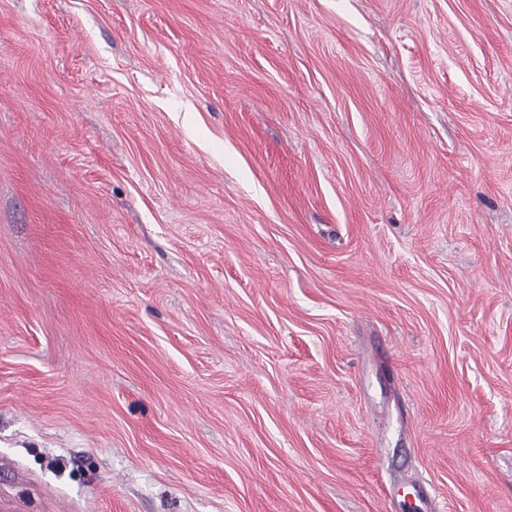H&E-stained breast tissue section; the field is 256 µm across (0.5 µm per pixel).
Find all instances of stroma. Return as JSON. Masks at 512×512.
<instances>
[{
    "label": "stroma",
    "instance_id": "obj_1",
    "mask_svg": "<svg viewBox=\"0 0 512 512\" xmlns=\"http://www.w3.org/2000/svg\"><path fill=\"white\" fill-rule=\"evenodd\" d=\"M0 512H512V0H0Z\"/></svg>",
    "mask_w": 512,
    "mask_h": 512
}]
</instances>
